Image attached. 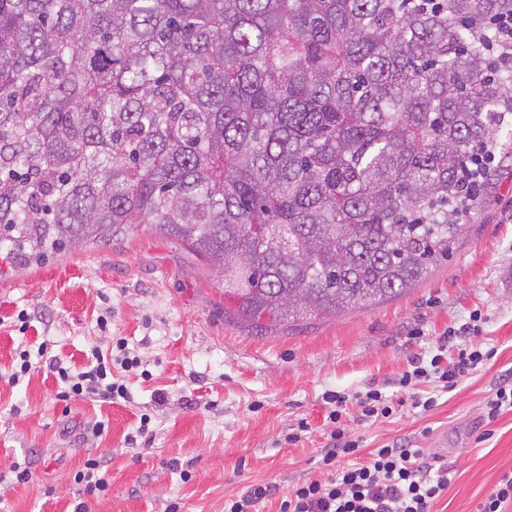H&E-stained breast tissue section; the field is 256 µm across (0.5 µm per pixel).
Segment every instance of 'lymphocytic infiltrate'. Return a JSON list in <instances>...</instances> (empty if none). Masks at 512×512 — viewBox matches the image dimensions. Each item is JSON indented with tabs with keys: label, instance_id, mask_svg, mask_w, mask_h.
<instances>
[{
	"label": "lymphocytic infiltrate",
	"instance_id": "lymphocytic-infiltrate-1",
	"mask_svg": "<svg viewBox=\"0 0 512 512\" xmlns=\"http://www.w3.org/2000/svg\"><path fill=\"white\" fill-rule=\"evenodd\" d=\"M91 357L92 365L83 371L74 373L58 367V376L66 386L63 398H126L125 386L112 381L102 351L92 349ZM486 358L481 350L461 344L452 363H445L443 353H436L428 366H415L400 383L407 386L433 376L449 391L457 378L476 371ZM326 401L331 406L328 418L335 429L323 450L321 464L333 474L328 481L310 480L300 485L282 500L280 512H431L432 504L448 487V469L434 468L420 449L403 444L372 449L365 460H358L359 443L351 439L342 422L346 396L330 393Z\"/></svg>",
	"mask_w": 512,
	"mask_h": 512
}]
</instances>
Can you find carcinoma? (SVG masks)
I'll use <instances>...</instances> for the list:
<instances>
[{"label":"carcinoma","instance_id":"cac0c4a2","mask_svg":"<svg viewBox=\"0 0 512 512\" xmlns=\"http://www.w3.org/2000/svg\"><path fill=\"white\" fill-rule=\"evenodd\" d=\"M512 0H0L14 269L149 225L266 332L448 259L512 124ZM494 28L495 42L488 48L490 60L494 59L497 54V49L500 55L507 53L509 49L512 54V19L510 17L499 18L491 20L489 23Z\"/></svg>","mask_w":512,"mask_h":512}]
</instances>
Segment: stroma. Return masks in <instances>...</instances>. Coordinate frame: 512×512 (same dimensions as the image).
<instances>
[{
  "instance_id": "obj_1",
  "label": "stroma",
  "mask_w": 512,
  "mask_h": 512,
  "mask_svg": "<svg viewBox=\"0 0 512 512\" xmlns=\"http://www.w3.org/2000/svg\"><path fill=\"white\" fill-rule=\"evenodd\" d=\"M494 166L485 206L423 282L262 334L225 316L206 262L143 225L108 247L1 272L0 512H74L81 502L88 512H168L173 502L224 512L258 482L276 492L257 512H279L297 486L328 476L319 459L333 429L329 391L349 396L346 423L364 450L402 443L448 467L432 512H477L512 472V411L483 417L486 397L512 383V158ZM447 337V355L459 344L494 355L449 392L434 378L400 386ZM119 340L136 360L112 369L127 399L60 401L56 365L83 367L93 347ZM23 352L32 369L10 383ZM372 387L396 402L392 417L362 419L355 400ZM430 396L432 410L412 407ZM100 456L111 482L88 499L74 476ZM16 462L28 482L16 481Z\"/></svg>"
}]
</instances>
